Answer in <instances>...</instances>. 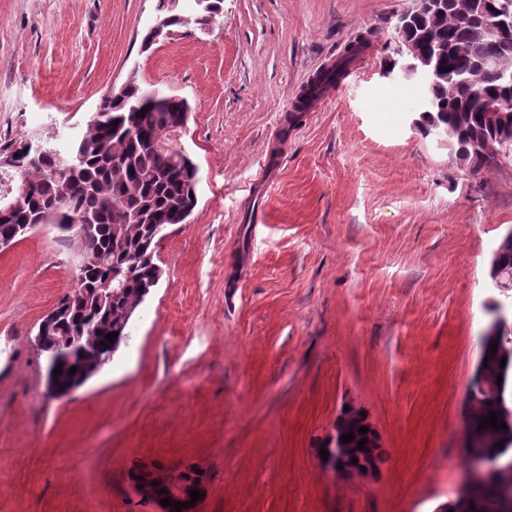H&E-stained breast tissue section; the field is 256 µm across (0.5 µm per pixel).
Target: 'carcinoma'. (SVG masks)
Masks as SVG:
<instances>
[{
    "label": "carcinoma",
    "mask_w": 512,
    "mask_h": 512,
    "mask_svg": "<svg viewBox=\"0 0 512 512\" xmlns=\"http://www.w3.org/2000/svg\"><path fill=\"white\" fill-rule=\"evenodd\" d=\"M503 9L509 21L507 38L497 49L475 35L485 15L494 8ZM157 13L168 18V28L192 24L209 26L223 12L214 11L202 23L205 10L187 16L173 0H155ZM420 48H430L443 74L431 91L434 110L420 117V128L437 123L447 129V137L456 155L473 171L496 165L501 156L512 155V123L491 124L486 112L478 111L481 100L504 94L512 96V0H446L442 13L413 22L400 35ZM498 55L501 78L486 70V61ZM126 95L119 101L110 96L100 99L98 108L82 136L60 149L49 141L39 154L26 151L28 140L18 138L0 145V160L14 156L13 165L0 164V240H19L23 229L38 224L74 223L82 214L94 221L91 233L82 237L64 236L76 244L78 266L70 289L56 302L59 327L95 342L103 363L110 362L104 348L105 335L118 333L113 344L121 346L129 336V323L162 276L156 247L164 230L182 223L181 213L194 210L197 199L198 168L182 149L172 146L171 133L189 110L183 98L160 108L150 103L152 90L144 89L131 77ZM117 125H112L113 121ZM482 141L487 150L473 154V141ZM24 184L29 195L15 201L8 187ZM119 282L112 297L100 298L99 288L108 278ZM490 280L502 300L489 306L494 319L481 337V352L472 379L470 394L463 410L465 430L497 413L507 429L482 430L480 452L493 469L490 491L478 512H498L495 496L502 487L512 488V317L499 312L512 306V243L504 244ZM498 342L490 354V344ZM505 366H500L501 358ZM502 383H497V378ZM363 419L353 410L341 411L335 434L326 437L320 447L336 461V451L358 458L357 466L376 469L384 462V452L373 430L359 433ZM353 433L349 443L342 435ZM365 449H357L360 440ZM503 443L498 448L496 444Z\"/></svg>",
    "instance_id": "obj_1"
}]
</instances>
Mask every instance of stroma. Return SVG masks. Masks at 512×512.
Returning <instances> with one entry per match:
<instances>
[{"label": "stroma", "instance_id": "obj_1", "mask_svg": "<svg viewBox=\"0 0 512 512\" xmlns=\"http://www.w3.org/2000/svg\"><path fill=\"white\" fill-rule=\"evenodd\" d=\"M154 5L0 0V143L66 147L133 77L188 101L200 178L128 341L67 396L31 339L77 250L49 226L0 249V512H151L130 477L155 464L203 471L199 512H436L463 486L512 157L476 174L414 127L419 84L381 76L406 0H224L145 51ZM366 32L370 61L287 124ZM346 403L385 452L368 480L318 461Z\"/></svg>", "mask_w": 512, "mask_h": 512}]
</instances>
